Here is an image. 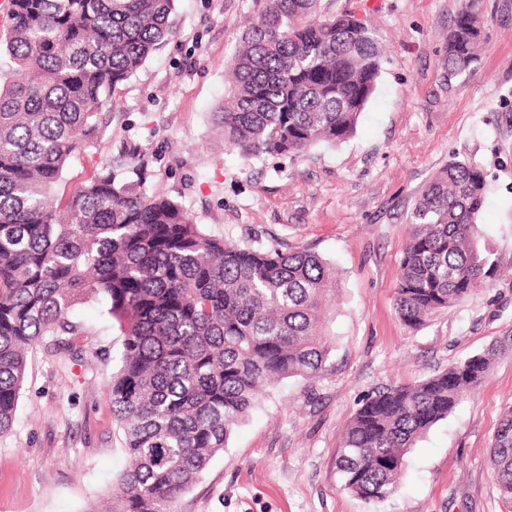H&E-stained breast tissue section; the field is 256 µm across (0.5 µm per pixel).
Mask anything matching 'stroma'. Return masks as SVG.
I'll use <instances>...</instances> for the list:
<instances>
[{"label": "stroma", "instance_id": "stroma-1", "mask_svg": "<svg viewBox=\"0 0 512 512\" xmlns=\"http://www.w3.org/2000/svg\"><path fill=\"white\" fill-rule=\"evenodd\" d=\"M462 0H321L354 13L386 47L377 89L352 137L295 159L243 160L216 113L224 64L260 0H176L175 34L114 94L104 136L68 172L145 164L148 185L211 234L311 248L336 268L333 350L320 377L288 378L230 436L178 512H504L489 463L512 404V0H482L487 37L475 70L443 79ZM487 182L479 239L487 284L418 329L393 301L412 208L451 159ZM79 353L40 349L17 419L0 438V512H88L128 466L106 383L122 350L101 307L78 306ZM492 352L489 376L408 452L397 492L368 502L341 487L342 432L373 390Z\"/></svg>", "mask_w": 512, "mask_h": 512}]
</instances>
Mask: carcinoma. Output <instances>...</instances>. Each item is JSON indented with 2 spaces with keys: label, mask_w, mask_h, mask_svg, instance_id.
<instances>
[{
  "label": "carcinoma",
  "mask_w": 512,
  "mask_h": 512,
  "mask_svg": "<svg viewBox=\"0 0 512 512\" xmlns=\"http://www.w3.org/2000/svg\"><path fill=\"white\" fill-rule=\"evenodd\" d=\"M318 0H263L226 62L224 142L247 161L299 157L355 131L376 90L383 49L349 15L318 16ZM174 0H10L0 54V436L15 420L28 354H64L85 300L123 336L107 385L129 467L110 512H176L260 395L313 379L333 336L326 316L335 268L307 248L239 245L207 233L178 202L146 188L139 165L66 176L103 134L101 114L174 34ZM486 37L481 0L448 29L445 79L475 68ZM480 167L453 159L409 218L394 306L416 328L494 272L476 242L485 202ZM471 356L421 380L392 384L351 416L336 455L344 490L383 501L405 457L490 373ZM512 509V406L490 451Z\"/></svg>",
  "instance_id": "cac0c4a2"
}]
</instances>
